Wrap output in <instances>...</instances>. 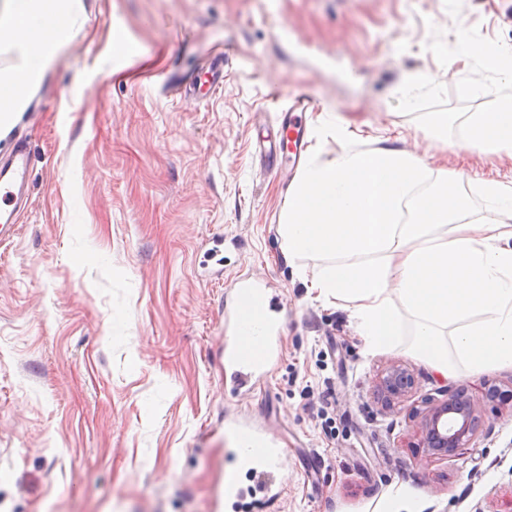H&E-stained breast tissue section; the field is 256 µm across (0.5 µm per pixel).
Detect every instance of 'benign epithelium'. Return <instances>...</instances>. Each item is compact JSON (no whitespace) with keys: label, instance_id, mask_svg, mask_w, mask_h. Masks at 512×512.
<instances>
[{"label":"benign epithelium","instance_id":"7a95c632","mask_svg":"<svg viewBox=\"0 0 512 512\" xmlns=\"http://www.w3.org/2000/svg\"><path fill=\"white\" fill-rule=\"evenodd\" d=\"M414 377L411 370L402 364H393L385 369L375 386V395L390 407L404 400L411 392ZM419 437L418 446L426 449L436 459H446L478 437L483 422L475 414L472 401L463 389L448 395V399L416 410L412 414Z\"/></svg>","mask_w":512,"mask_h":512}]
</instances>
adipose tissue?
<instances>
[{"mask_svg": "<svg viewBox=\"0 0 512 512\" xmlns=\"http://www.w3.org/2000/svg\"><path fill=\"white\" fill-rule=\"evenodd\" d=\"M84 12L83 0H0V113L24 111ZM512 156V97L470 119L469 150ZM493 216L468 221L469 203L421 158L380 148L311 160L282 211L284 250L327 255L312 283L320 299L351 303L374 349L400 334L401 311L417 318L422 357L447 374L449 352L472 370L512 365V189L488 183ZM456 326L453 347L439 330Z\"/></svg>", "mask_w": 512, "mask_h": 512, "instance_id": "ef3b65f1", "label": "adipose tissue"}]
</instances>
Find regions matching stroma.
<instances>
[{"label":"stroma","instance_id":"stroma-1","mask_svg":"<svg viewBox=\"0 0 512 512\" xmlns=\"http://www.w3.org/2000/svg\"><path fill=\"white\" fill-rule=\"evenodd\" d=\"M85 15L10 136L31 156L17 235L0 243V512H239L225 497L233 425L286 453L252 512H506L512 366L441 377L411 313L368 350L345 306L300 277L279 224L294 181L253 142L273 93L304 95L309 153L393 148L470 206L512 187V158L461 148L512 83L461 51L512 49V0H84ZM121 34L124 54L111 51ZM230 48L209 90L211 53ZM193 94L171 92L172 83ZM280 326L268 366L232 389L221 347L244 282ZM392 364L415 384L394 407ZM465 389L482 433L445 460L416 447L413 409ZM414 377L411 370L402 364H393L385 369L375 386V395L385 406L404 400L411 392Z\"/></svg>","mask_w":512,"mask_h":512}]
</instances>
